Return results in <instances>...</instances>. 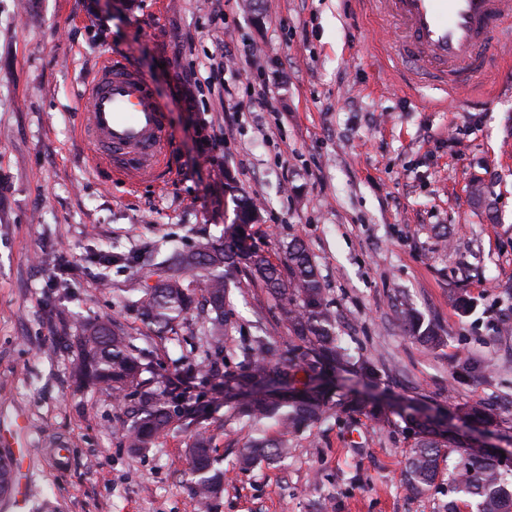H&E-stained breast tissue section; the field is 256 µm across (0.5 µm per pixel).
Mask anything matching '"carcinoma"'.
<instances>
[{
    "instance_id": "1",
    "label": "carcinoma",
    "mask_w": 512,
    "mask_h": 512,
    "mask_svg": "<svg viewBox=\"0 0 512 512\" xmlns=\"http://www.w3.org/2000/svg\"><path fill=\"white\" fill-rule=\"evenodd\" d=\"M247 228L246 224L232 231L224 228L221 242L204 239L189 250L174 248L150 271L154 284L124 289L126 301L155 336L179 335L183 320L194 309L195 294H200L203 303L197 308L195 319L206 343L205 367L214 380H232L251 389L264 381L294 382L300 374L326 377L325 385L314 396L304 391L278 398L249 395L228 404V417L245 421L254 431L238 452L237 466L241 470L260 461L288 457V438L330 416L331 372L356 368L367 379L377 376L375 366L355 358L337 336L336 318L306 248L297 240L289 241L283 261L275 264L248 244ZM236 273L251 278L277 302L291 341L280 347L259 323L240 347L242 360L237 369L223 371L224 303L231 277ZM401 327L406 335L427 346L436 347L442 342V337L431 325L424 324L410 306L401 310ZM133 342L134 336L115 321L84 325L74 372L83 384L106 385L115 392L138 397L124 433L128 447L136 451L149 447L158 435L184 424L187 413L181 394L144 387L141 375L152 370L153 363L146 355L133 352ZM455 411L472 427L488 428L496 420L491 405L459 406ZM398 414L415 428V442L407 452L404 468V486L409 494H423L441 480L448 486L447 512H457V496L470 499L476 512H512V466L503 465L497 455L488 451L468 452L456 436L438 430L434 418L417 407H402ZM269 422L280 430L276 439L264 433ZM445 448L457 453L446 473L440 467ZM190 453L193 490L204 512H210L212 501L223 490L224 473L215 468L213 448L205 433H193Z\"/></svg>"
}]
</instances>
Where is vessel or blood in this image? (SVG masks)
Here are the masks:
<instances>
[{
    "instance_id": "b4317fda",
    "label": "vessel or blood",
    "mask_w": 512,
    "mask_h": 512,
    "mask_svg": "<svg viewBox=\"0 0 512 512\" xmlns=\"http://www.w3.org/2000/svg\"><path fill=\"white\" fill-rule=\"evenodd\" d=\"M374 19L401 29L388 57L409 61L416 76L431 75L446 93L466 101L491 72L489 58L512 66V0H361ZM80 133L93 160L131 182L169 175L163 109L148 79L116 54L89 78Z\"/></svg>"
}]
</instances>
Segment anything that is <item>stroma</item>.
<instances>
[{"label": "stroma", "instance_id": "1", "mask_svg": "<svg viewBox=\"0 0 512 512\" xmlns=\"http://www.w3.org/2000/svg\"><path fill=\"white\" fill-rule=\"evenodd\" d=\"M384 38L358 0H0V457L33 490L26 512H198L191 431L132 452L125 405L73 371L83 324L145 332L118 289L170 248L219 239L241 195L258 205L257 250L276 263L296 239L311 254L338 334L380 369L385 420L335 417L285 462L236 469L250 428L205 373L180 378L200 340L153 338L147 386L200 414L226 472L211 512H440L442 488L403 489L414 433L397 399L494 404L495 442L512 445V75L492 104L438 106L397 91ZM112 52L164 107L169 179L127 185L76 135L83 86ZM406 305L440 347L404 335ZM258 319L287 341L276 302L242 279L225 369ZM465 361L484 369L456 379Z\"/></svg>", "mask_w": 512, "mask_h": 512}]
</instances>
